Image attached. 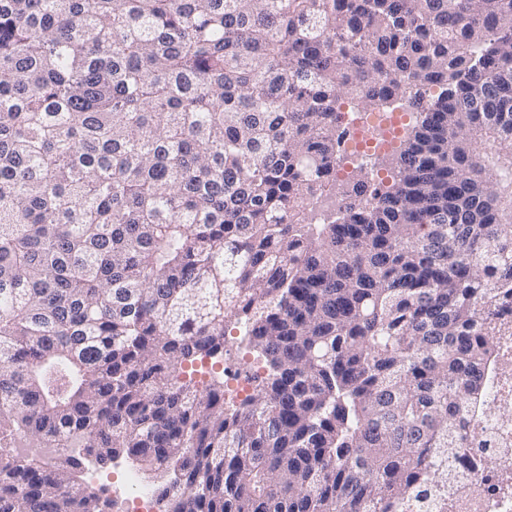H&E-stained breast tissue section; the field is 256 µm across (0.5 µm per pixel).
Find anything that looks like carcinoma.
I'll use <instances>...</instances> for the list:
<instances>
[{
  "instance_id": "1",
  "label": "carcinoma",
  "mask_w": 512,
  "mask_h": 512,
  "mask_svg": "<svg viewBox=\"0 0 512 512\" xmlns=\"http://www.w3.org/2000/svg\"><path fill=\"white\" fill-rule=\"evenodd\" d=\"M508 298L512 0H0V512H436ZM394 103L391 112H346L349 138L344 145L348 157L371 164L373 156L387 148L398 133L406 116ZM237 334L238 330L235 329L232 331V337L235 338L233 347H229L230 351L228 355L224 354V367L231 370L242 369L246 366L244 363L254 362V355L249 352L247 353L248 348H245V345L240 343ZM243 357L244 359L242 360ZM118 463L114 466L111 465L108 468H92L86 470L84 473V482L93 489L105 490L107 496L114 498L117 501V505L114 510L121 512L124 510V492L121 487L123 483V474L121 471L132 470L139 474L141 480L149 484L151 487H157V480H153L148 477L146 471L131 460H125L123 458L118 459Z\"/></svg>"
}]
</instances>
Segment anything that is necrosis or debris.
<instances>
[{
	"label": "necrosis or debris",
	"mask_w": 512,
	"mask_h": 512,
	"mask_svg": "<svg viewBox=\"0 0 512 512\" xmlns=\"http://www.w3.org/2000/svg\"><path fill=\"white\" fill-rule=\"evenodd\" d=\"M348 157L369 164L387 148L404 120L403 112L347 113ZM497 364L490 386L491 412L473 421L463 463L444 512H512V329L495 338Z\"/></svg>",
	"instance_id": "obj_1"
}]
</instances>
